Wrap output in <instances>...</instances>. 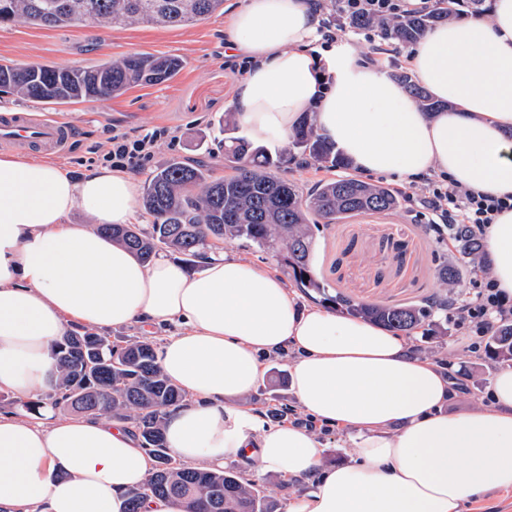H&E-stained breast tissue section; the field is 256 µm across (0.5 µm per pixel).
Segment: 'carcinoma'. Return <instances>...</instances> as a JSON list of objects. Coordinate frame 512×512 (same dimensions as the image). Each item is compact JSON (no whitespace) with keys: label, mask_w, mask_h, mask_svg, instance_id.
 Instances as JSON below:
<instances>
[{"label":"carcinoma","mask_w":512,"mask_h":512,"mask_svg":"<svg viewBox=\"0 0 512 512\" xmlns=\"http://www.w3.org/2000/svg\"><path fill=\"white\" fill-rule=\"evenodd\" d=\"M71 2L0 0V23L22 18L47 28L132 22L181 27L201 22L224 6V0H193L191 10L155 12L143 8L155 0H88L91 9L81 24L67 8ZM446 19L443 12L408 18L395 23L391 35L401 43H411ZM182 67L176 57L151 54L87 69L1 64L0 92L50 104L107 99L136 85L169 81ZM402 82L424 111L442 108L408 77H402ZM291 148L333 169L350 166L334 145L317 135L308 116L295 130ZM224 150L232 175L215 181L202 166L173 160L153 173L144 187L142 206L152 217L148 228L102 224L98 230L144 261L165 250L180 254L190 266L204 250L242 239L272 253L295 286L321 304L408 336L447 334L450 299L446 297H429L418 305L353 302L342 293H331L312 270L315 226L335 224L357 212L391 210L399 204L392 190L346 175L321 181L304 194L281 177L283 156H274L238 136L228 137ZM449 232L462 257L472 263L481 258V250L467 240L461 226ZM487 352L495 362H512V323L499 326L490 336ZM55 359L58 378L51 405L130 422L141 446L156 460L143 485L128 492L127 512H141L142 503L150 497L183 499L192 512H277V502L236 471L192 469L171 461L163 426L184 395L163 374L150 339L116 342L77 329L57 345Z\"/></svg>","instance_id":"cac0c4a2"}]
</instances>
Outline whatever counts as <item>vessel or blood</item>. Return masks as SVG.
I'll use <instances>...</instances> for the list:
<instances>
[{
	"label": "vessel or blood",
	"mask_w": 512,
	"mask_h": 512,
	"mask_svg": "<svg viewBox=\"0 0 512 512\" xmlns=\"http://www.w3.org/2000/svg\"><path fill=\"white\" fill-rule=\"evenodd\" d=\"M73 134L67 122L48 116H20L0 121V145L22 149L35 146L46 152H59L72 140Z\"/></svg>",
	"instance_id": "1"
}]
</instances>
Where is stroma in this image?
Segmentation results:
<instances>
[{"instance_id": "35a3bbf8", "label": "stroma", "mask_w": 512, "mask_h": 512, "mask_svg": "<svg viewBox=\"0 0 512 512\" xmlns=\"http://www.w3.org/2000/svg\"><path fill=\"white\" fill-rule=\"evenodd\" d=\"M241 0H224V9L205 21L179 28L136 23L117 27H40L18 19L0 25V62L17 65L47 64L91 68L108 60L135 54L174 55L184 68L174 80L136 86L114 99H92L45 105L0 93V115L39 112L78 127L80 138L56 160L73 176L89 169L90 152L106 147L107 127L168 128L172 140L160 144L152 160L136 177L146 182L169 161L178 159L204 165L215 179L229 175L224 159V120L240 64L224 54V26L229 12ZM372 184L410 193V200L384 212H358L336 224L320 225L312 257L317 277L332 290L354 301L372 304H417L439 293L436 272L444 264L457 266L450 290L453 299L471 298L472 282L485 271L483 264L463 263L451 243L440 241L429 229V217L417 200L428 181H395L375 176ZM402 246L405 260H397L394 246ZM411 355L449 367L465 386L449 408L464 412L488 405L487 392L500 369L484 358L462 356L456 331L427 342L410 339ZM291 353L278 352L264 359L266 373L257 389L243 398V407L259 413L266 425L281 420L309 427L325 449L326 464L351 463L357 457L356 433L310 421L300 409L290 385ZM287 418H280V410Z\"/></svg>"}]
</instances>
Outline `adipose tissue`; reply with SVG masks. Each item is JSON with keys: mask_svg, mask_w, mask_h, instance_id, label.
<instances>
[{"mask_svg": "<svg viewBox=\"0 0 512 512\" xmlns=\"http://www.w3.org/2000/svg\"><path fill=\"white\" fill-rule=\"evenodd\" d=\"M318 0H242L227 43L247 68L231 102L254 141L287 142L304 112L317 133L370 175L447 176L512 195V0L448 21L407 51L443 111L423 112L385 67L345 41L321 48ZM81 209L88 221L64 218ZM137 215V181L97 167L0 154V392L33 400L58 376L53 349L73 327L165 325L162 371L186 396L164 424L169 449L212 470L242 457L258 475L307 484L287 512H462L512 490V367L490 405L448 411L451 383L408 340L375 323L298 306L282 279L212 251L196 270L140 262L101 235ZM487 263L512 300V211L488 233ZM292 350L290 380L311 419L357 429L359 463L324 462L308 428L264 425L242 408L265 355ZM154 459L128 422L0 412V512H125Z\"/></svg>", "mask_w": 512, "mask_h": 512, "instance_id": "ef3b65f1", "label": "adipose tissue"}]
</instances>
